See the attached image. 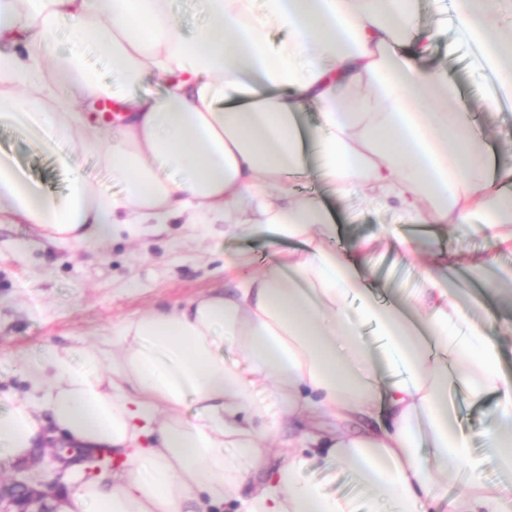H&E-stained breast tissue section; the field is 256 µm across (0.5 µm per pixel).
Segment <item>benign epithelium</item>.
Instances as JSON below:
<instances>
[{
	"label": "benign epithelium",
	"instance_id": "benign-epithelium-1",
	"mask_svg": "<svg viewBox=\"0 0 512 512\" xmlns=\"http://www.w3.org/2000/svg\"><path fill=\"white\" fill-rule=\"evenodd\" d=\"M51 453L41 449L18 470L17 476L0 484V512H50L45 505L49 497L58 496L57 486L64 472L73 464L85 466L94 465V471H100L96 466L100 452L76 450L71 446H64L57 441L49 440ZM52 466L53 478L48 483H35L30 472L40 470L45 466Z\"/></svg>",
	"mask_w": 512,
	"mask_h": 512
}]
</instances>
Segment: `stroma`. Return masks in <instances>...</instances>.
<instances>
[{
    "mask_svg": "<svg viewBox=\"0 0 512 512\" xmlns=\"http://www.w3.org/2000/svg\"><path fill=\"white\" fill-rule=\"evenodd\" d=\"M440 29L427 69H443L458 91V109L468 113L470 124L486 136L502 163L512 164V106L496 75L480 59L478 44L461 32L452 0H418L417 24ZM0 153L11 157L53 194L68 190L74 173L84 174L94 185L113 196L122 186L97 156L64 144L47 151L21 129L0 128ZM303 194L317 196L337 226L335 245L347 250L368 241L366 255L376 295L396 300L400 290L420 287L419 266L439 252L460 250L474 255L488 251V240L467 226L436 225L433 237L416 235L395 212L375 200L360 196L341 203L314 179L297 183ZM417 238V263L406 264L393 239L379 235L380 225ZM219 224H153L139 241L116 238L101 245L68 240L48 241L30 224H0V396L26 397L32 389L24 367L48 348L88 344L105 345L126 320L152 309L183 305L197 295L224 285V260L241 249L257 261L272 252L259 240H227ZM449 280L467 292V314L477 320H512V304L470 281L465 266L446 269ZM456 425L470 441L475 454H484L487 434L498 423L491 406L460 404ZM303 480L319 485L324 493L349 498L355 512H389L363 488L348 469L313 459Z\"/></svg>",
    "mask_w": 512,
    "mask_h": 512,
    "instance_id": "1",
    "label": "stroma"
}]
</instances>
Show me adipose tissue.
<instances>
[{"mask_svg":"<svg viewBox=\"0 0 512 512\" xmlns=\"http://www.w3.org/2000/svg\"><path fill=\"white\" fill-rule=\"evenodd\" d=\"M264 2L259 15L254 0H204L208 22L186 38L167 0H0V41L12 45L0 51V127L75 141L123 184L117 199L77 176L58 197L1 155V224L85 244L137 239L145 225L179 217L276 247L259 273L239 276L252 263L245 252L225 264L229 288L129 320L111 348L47 350L26 369L41 398L0 407V460L23 462L52 436L124 455L108 483L70 471L56 512H352L347 499L302 481L319 451L394 512H429L441 475L464 486L453 512H512V376L497 346L512 322L495 331L472 322L439 273L462 263L483 283L498 251L512 249V193L489 190L492 180L512 182V166L485 157L449 111L447 74L418 66L434 33H416V0ZM454 10L511 87L512 10L492 0H455ZM68 19L81 25L60 51L52 39ZM274 27L288 32L275 47ZM88 45L108 52L126 85L148 73L165 81L162 96L123 98L128 117L112 137L83 112L112 95L84 66ZM310 110L317 123L305 130L299 119ZM311 154L338 200L375 199L424 227L478 223L489 251L439 254L401 308L379 305L362 272L366 243L342 258L320 200L288 187ZM168 166L179 181L163 177ZM284 240L303 247L278 250ZM370 324L384 342L378 354ZM227 336L245 367L226 364ZM452 381L470 402L496 399L488 457L455 426ZM312 413L334 429L307 433L267 466L271 435ZM374 418L376 431L344 428ZM489 457L504 474L492 486L481 479Z\"/></svg>","mask_w":512,"mask_h":512,"instance_id":"obj_1","label":"adipose tissue"}]
</instances>
